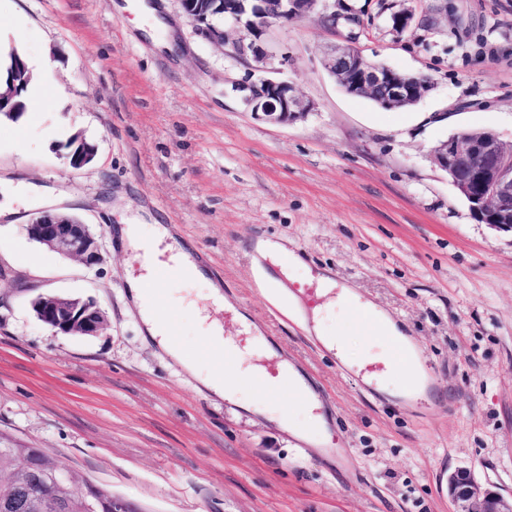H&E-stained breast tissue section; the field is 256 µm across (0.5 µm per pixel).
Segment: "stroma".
Listing matches in <instances>:
<instances>
[{
	"instance_id": "35a3bbf8",
	"label": "stroma",
	"mask_w": 512,
	"mask_h": 512,
	"mask_svg": "<svg viewBox=\"0 0 512 512\" xmlns=\"http://www.w3.org/2000/svg\"><path fill=\"white\" fill-rule=\"evenodd\" d=\"M113 2L0 0V25L23 24L0 51L47 62L61 86L40 110L0 117V180L20 191L18 213L0 219V446L42 449L138 512H455L441 477L459 467L512 496V235L478 222L432 160L463 130L512 141V0H336L335 26L315 11L270 27L261 72L198 36L177 0H155L179 42L169 49ZM346 42L429 76L431 90L393 109L346 93L323 65ZM263 76L313 110L289 125L257 119L232 87ZM77 132L97 146L80 169L66 149ZM50 208L90 224L99 265L28 238ZM133 216L169 226L222 287L225 311L204 284L164 286L199 369L211 367L201 317L242 343L246 316L315 384L327 429L249 387L242 402L270 416L216 398L145 338L127 297L139 266L116 233ZM266 241L302 259L289 287L330 276L402 328L432 374L424 400L396 379L371 393L345 369L271 293ZM41 294L95 300L106 328L54 334L31 307ZM324 316L349 360L379 350L349 310Z\"/></svg>"
}]
</instances>
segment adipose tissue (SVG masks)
Listing matches in <instances>:
<instances>
[{"label":"adipose tissue","mask_w":512,"mask_h":512,"mask_svg":"<svg viewBox=\"0 0 512 512\" xmlns=\"http://www.w3.org/2000/svg\"><path fill=\"white\" fill-rule=\"evenodd\" d=\"M171 237L170 228L163 224L152 225L148 230L139 224H125L120 227L119 241L125 250L132 252L141 270L139 276L128 278V294L140 316L144 334L187 371L197 372L195 357L187 353L182 346L172 342L166 325L154 306L155 293L150 286L151 269L162 257L178 267L184 279L201 281L205 278L191 251L180 244L172 243ZM203 333V341L208 349L217 353L226 349L233 350L241 363L235 368L234 381H227L223 371L217 368L197 373L198 380L206 390L220 398L237 401L241 380L247 379L259 370L258 365L245 363V356L258 353L269 357L273 351L269 345L259 346L252 342L242 348L236 347L233 341L225 338L223 329L213 322L204 324Z\"/></svg>","instance_id":"ef3b65f1"}]
</instances>
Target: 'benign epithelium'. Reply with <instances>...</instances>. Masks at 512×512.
<instances>
[{
	"mask_svg": "<svg viewBox=\"0 0 512 512\" xmlns=\"http://www.w3.org/2000/svg\"><path fill=\"white\" fill-rule=\"evenodd\" d=\"M182 11L195 31L210 43L224 47L230 43L240 56L251 55L262 69L269 55L257 45L266 29L274 24L297 20L317 7L327 8L325 0H220L222 18H230L246 36L231 43L224 27L200 22L192 15L202 9L201 0H179ZM327 71L352 95L374 99L387 108L409 107L431 89L429 80H410L382 63H371L352 47H337L324 61ZM243 100L257 118L275 124H292L305 118L313 104L304 100L286 80L260 78L239 84ZM70 164L80 169L97 152L96 145L82 135L72 137ZM435 164L452 183L482 223L512 234V144L491 132L462 130L432 150ZM28 237L62 256L76 257L93 267L102 260L101 243L90 225L80 218L43 211L26 226ZM36 317L56 334L95 336L105 326V314L91 300L40 294L32 301ZM48 475L46 454L27 458L24 479L17 489L28 491L44 482ZM448 493L458 504V512H512V500H506L489 485L481 484L468 468L448 474Z\"/></svg>",
	"mask_w": 512,
	"mask_h": 512,
	"instance_id": "benign-epithelium-1",
	"label": "benign epithelium"
}]
</instances>
